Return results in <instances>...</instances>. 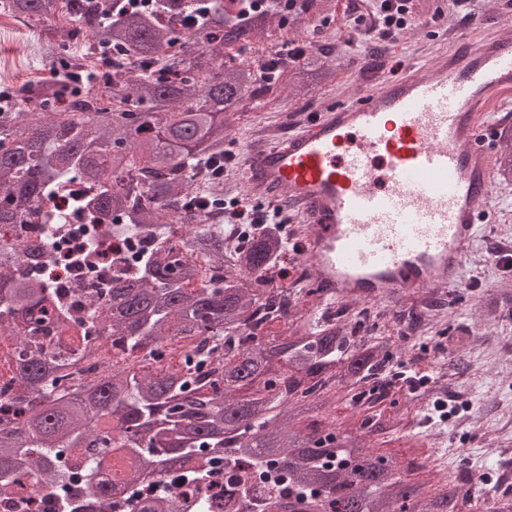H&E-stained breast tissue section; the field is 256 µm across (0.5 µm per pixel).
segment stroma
<instances>
[{
    "label": "stroma",
    "mask_w": 512,
    "mask_h": 512,
    "mask_svg": "<svg viewBox=\"0 0 512 512\" xmlns=\"http://www.w3.org/2000/svg\"><path fill=\"white\" fill-rule=\"evenodd\" d=\"M303 37L313 47H332L327 64L335 69V80L303 98L281 88L274 92L273 103L249 107L234 125L230 150L261 137L280 136L287 124L305 123L324 103L351 95L356 68L385 67L395 54L430 62L437 52L451 48L454 35L439 24L412 25L392 41H368L357 49L345 45L336 26L322 22L306 26ZM33 39L45 41L44 23L16 19L0 35V60L21 71H36L38 80H51L52 67L17 53L21 43ZM493 195L494 203L483 210L480 234L459 287L390 306L342 301L335 310L338 320L363 322L364 335H388L397 352L395 361L403 368H413L418 361L426 367L427 385L404 381L394 399L402 401L408 391L430 390L424 410L405 427L437 450V462L430 468L435 480L454 477L467 482L476 475L482 479L477 493L512 495V452L501 449L502 441L512 440V310H501L499 319L489 324L482 309L501 284L512 286V269L503 270L494 257L501 248L512 247V184H495ZM441 401L447 402V412L437 411Z\"/></svg>",
    "instance_id": "35a3bbf8"
}]
</instances>
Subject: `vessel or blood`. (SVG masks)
<instances>
[{
  "label": "vessel or blood",
  "mask_w": 512,
  "mask_h": 512,
  "mask_svg": "<svg viewBox=\"0 0 512 512\" xmlns=\"http://www.w3.org/2000/svg\"><path fill=\"white\" fill-rule=\"evenodd\" d=\"M358 94L238 153L251 198L295 211L291 240L326 304L460 285L493 194L489 115L512 98V35H459L430 65L393 58Z\"/></svg>",
  "instance_id": "1"
}]
</instances>
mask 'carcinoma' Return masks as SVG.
<instances>
[{
	"instance_id": "cac0c4a2",
	"label": "carcinoma",
	"mask_w": 512,
	"mask_h": 512,
	"mask_svg": "<svg viewBox=\"0 0 512 512\" xmlns=\"http://www.w3.org/2000/svg\"><path fill=\"white\" fill-rule=\"evenodd\" d=\"M326 0H0V12L47 24L66 21L46 58L67 77L30 83L0 104V331L14 341V401L0 404V494L22 480L20 512H213L212 465L224 458L248 493L252 471L284 470L265 512H460L470 488L410 478L392 454L370 446L393 419L362 411L338 429L317 420L326 388H358L385 373L387 353L346 323L314 324L286 288H265L281 264L273 226L230 247L197 201L224 200V179H194L224 159L232 118L265 100L280 81L306 96L330 82L326 60L309 53L283 68L254 51L291 4L305 21ZM274 70V80L258 76ZM83 94L93 106H76ZM496 177L512 183V125L497 132ZM80 186L76 211L102 220L117 212L133 232L178 223L183 254L152 241L140 266L113 269L97 302L107 315L87 326L62 309L58 288L24 271L50 241L28 224H51L38 202ZM219 278L203 282L194 255ZM131 359L94 384L71 385L69 360L93 340ZM193 461L172 470L174 456ZM121 468L112 480L102 465Z\"/></svg>"
}]
</instances>
